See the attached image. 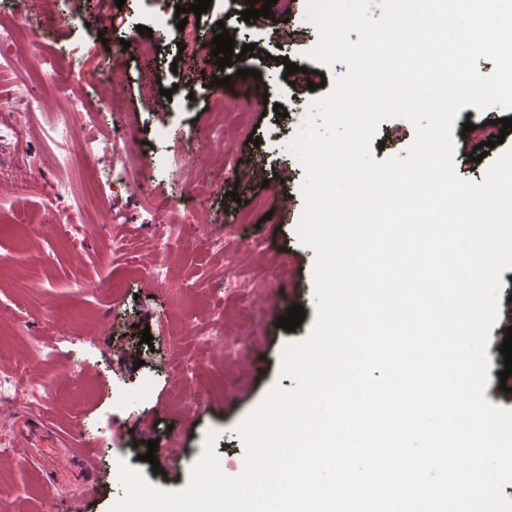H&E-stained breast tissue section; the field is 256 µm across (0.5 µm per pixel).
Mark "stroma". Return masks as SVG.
Returning a JSON list of instances; mask_svg holds the SVG:
<instances>
[{"instance_id": "obj_1", "label": "stroma", "mask_w": 512, "mask_h": 512, "mask_svg": "<svg viewBox=\"0 0 512 512\" xmlns=\"http://www.w3.org/2000/svg\"><path fill=\"white\" fill-rule=\"evenodd\" d=\"M179 0H85L91 23L59 26L50 13L24 10V0H0V20H16L24 30L18 56L0 67V371L18 367L30 379L50 384L52 396L43 412L62 430L99 435V465L87 474L67 453L42 464L24 463L9 452L8 423L0 422V512H109L124 495L119 462L141 470L149 483L164 490L183 489L209 433L226 475L237 476L243 460L239 424L262 401L273 384L293 388L279 377L285 346L304 339L316 322L313 265L315 253L302 244L297 227L305 210L304 172L288 151L289 141L306 119L293 112L278 118L274 104H288L294 90L284 77L286 63L306 67L318 34L304 21L307 0H290L287 8L272 5L269 17L244 22L246 0H216L200 18L195 53L212 60L214 21L232 11L228 24L236 46L260 41L267 58L252 61L260 78L241 79L227 88L213 85L211 69L190 71L178 59L181 34L166 24ZM287 24H279L281 16ZM152 30L153 60L123 49L131 25ZM114 58L124 73L122 111L103 108V89L94 78L105 58ZM70 66L66 90L46 88L57 63ZM153 67L166 75L172 99L158 106L157 92L144 85L142 71ZM191 85L194 106L185 109L180 86ZM268 96L266 106H247L250 125L226 126L224 142L234 158L225 174L216 160L202 177L207 189L200 204L206 224H186L165 258L173 275L196 286L198 301L215 299L225 309L224 333L209 335V318L195 334L172 336L170 301L152 278L133 267L155 257L151 226L164 215L169 200L192 195L194 170L189 164L195 141L208 131L209 101L220 95L242 99L247 87ZM41 88L43 110L31 113L24 88ZM74 93L94 117L87 131L111 135L125 119L135 120L145 146L141 172L152 180V192L140 197L131 189L117 192L98 182L111 160L104 155L82 160L75 171L57 168L41 130ZM414 127L404 118L380 123L371 142L375 160L405 156ZM237 191L229 199L228 191ZM123 214L124 223L103 225L102 210ZM249 211L250 221L237 215ZM218 233L224 246L208 250L201 238ZM126 238L129 251L113 254L112 240ZM246 285L226 288V273ZM92 284L93 292L83 291ZM302 305L300 327L278 328L289 307ZM150 331L153 342L141 341ZM51 345L52 357L40 356L33 339ZM195 356V382L211 387L210 400L195 406L175 398L174 367ZM122 393V404L113 396ZM157 441L158 466L144 462L148 441ZM94 477L92 496L82 482Z\"/></svg>"}]
</instances>
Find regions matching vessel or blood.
Returning a JSON list of instances; mask_svg holds the SVG:
<instances>
[{
	"instance_id": "vessel-or-blood-1",
	"label": "vessel or blood",
	"mask_w": 512,
	"mask_h": 512,
	"mask_svg": "<svg viewBox=\"0 0 512 512\" xmlns=\"http://www.w3.org/2000/svg\"><path fill=\"white\" fill-rule=\"evenodd\" d=\"M13 454L23 461L40 457L50 458L57 448H80L81 442L74 436L50 432L49 424L42 417L40 406L28 404L10 417Z\"/></svg>"
}]
</instances>
